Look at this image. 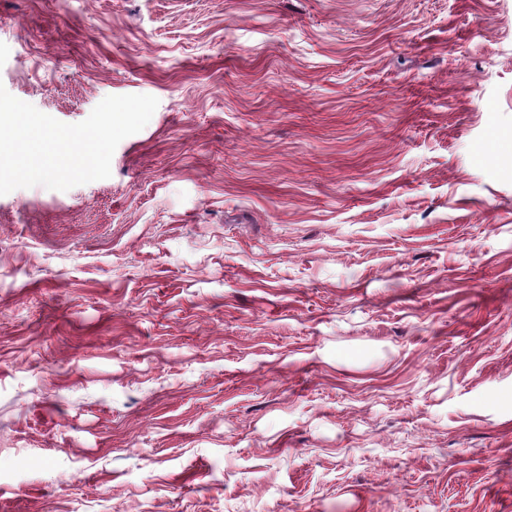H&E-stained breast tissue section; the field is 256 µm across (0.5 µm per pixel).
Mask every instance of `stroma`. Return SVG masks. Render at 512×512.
I'll return each mask as SVG.
<instances>
[{
  "mask_svg": "<svg viewBox=\"0 0 512 512\" xmlns=\"http://www.w3.org/2000/svg\"><path fill=\"white\" fill-rule=\"evenodd\" d=\"M0 84L159 101L0 196V512H512V0H0Z\"/></svg>",
  "mask_w": 512,
  "mask_h": 512,
  "instance_id": "stroma-1",
  "label": "stroma"
}]
</instances>
